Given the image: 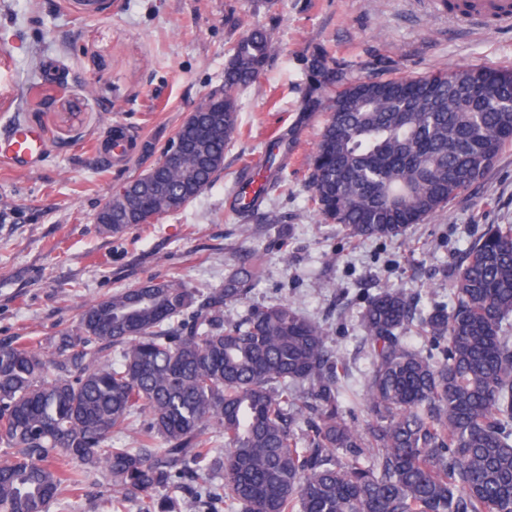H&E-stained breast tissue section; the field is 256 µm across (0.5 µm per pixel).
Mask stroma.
Masks as SVG:
<instances>
[{"instance_id": "35a3bbf8", "label": "stroma", "mask_w": 512, "mask_h": 512, "mask_svg": "<svg viewBox=\"0 0 512 512\" xmlns=\"http://www.w3.org/2000/svg\"><path fill=\"white\" fill-rule=\"evenodd\" d=\"M107 2L84 17L68 0H0V131L21 123L46 143L29 169L0 163V346L55 351L84 308L114 291L157 279L205 296L254 257L262 275L246 300L224 306V320L288 303L322 325L350 367L340 405L363 423L355 396L372 363L359 322L367 299L388 286L420 314L451 306L454 261L487 225L512 224V144L484 180L403 236L351 239L310 203L307 164L324 116L302 115L306 59L321 48L374 80L466 65L512 72V28L461 26L439 0ZM251 25L271 30L277 52L239 95L241 133L212 184L177 212L104 233L101 207L157 162L149 145L173 138L223 85L228 51ZM116 129L125 155L97 162ZM270 160L280 187L257 208H236L233 192ZM110 488L105 469L89 470L66 495L67 512H101Z\"/></svg>"}]
</instances>
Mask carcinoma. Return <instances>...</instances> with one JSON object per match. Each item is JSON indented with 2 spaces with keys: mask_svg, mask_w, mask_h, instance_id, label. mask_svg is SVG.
<instances>
[{
  "mask_svg": "<svg viewBox=\"0 0 512 512\" xmlns=\"http://www.w3.org/2000/svg\"><path fill=\"white\" fill-rule=\"evenodd\" d=\"M273 52L264 26L238 39L220 93L178 130L182 163L154 167L134 195L143 221L211 185L240 132L239 92ZM304 111L325 114L309 161L317 213L355 240L397 238L483 179L512 143V72L372 80L314 53ZM98 218L114 234L130 228L115 204ZM259 273L258 259L238 267L200 305L197 289L172 280L115 291L86 307L55 356L0 346V444L11 449L0 512H49L98 465L112 481L107 512H125L131 495L141 512H179L177 497L156 490L192 481L200 498L214 471L229 512H512L511 224L471 243L450 310L418 320L389 287L368 299L362 425L340 409L349 366L321 325L288 303L224 322V305L246 298ZM415 328L442 359L405 343ZM76 345L118 354L74 369L64 352ZM140 417L137 446L113 445Z\"/></svg>",
  "mask_w": 512,
  "mask_h": 512,
  "instance_id": "obj_1",
  "label": "carcinoma"
}]
</instances>
